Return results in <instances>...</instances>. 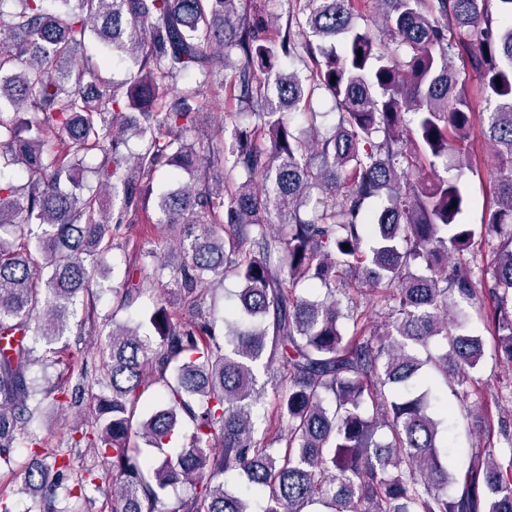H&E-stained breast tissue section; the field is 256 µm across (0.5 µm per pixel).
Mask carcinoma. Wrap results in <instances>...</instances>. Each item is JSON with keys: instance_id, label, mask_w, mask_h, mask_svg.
<instances>
[{"instance_id": "1", "label": "carcinoma", "mask_w": 512, "mask_h": 512, "mask_svg": "<svg viewBox=\"0 0 512 512\" xmlns=\"http://www.w3.org/2000/svg\"><path fill=\"white\" fill-rule=\"evenodd\" d=\"M240 2L0 0V464L28 457L27 512H86L104 476L75 448L112 465L110 512H512V452L501 463L487 433L452 466L437 391L465 397L489 351L512 362V0H374L386 47L356 27L360 0H299L283 29ZM92 48L133 74L107 82ZM317 90L338 122L311 110L298 131ZM224 96L246 118L228 140L207 112ZM475 139L497 159L479 232L461 222ZM450 152L456 176H420ZM150 204L181 263L125 264L90 368L66 336L78 307L94 314L124 218ZM355 273L387 309L373 329ZM227 276L242 288L221 313L204 295ZM152 292L140 320H115ZM434 340L444 351L421 358ZM38 363L64 368L40 385ZM64 409L90 425L47 452L36 426ZM177 485L189 494L165 505ZM0 512H17L5 484Z\"/></svg>"}]
</instances>
